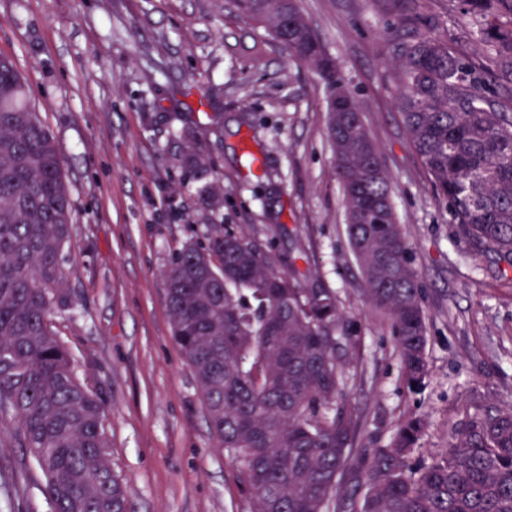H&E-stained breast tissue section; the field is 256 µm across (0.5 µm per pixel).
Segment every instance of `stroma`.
<instances>
[{
	"label": "stroma",
	"mask_w": 512,
	"mask_h": 512,
	"mask_svg": "<svg viewBox=\"0 0 512 512\" xmlns=\"http://www.w3.org/2000/svg\"><path fill=\"white\" fill-rule=\"evenodd\" d=\"M335 59L391 179L424 289L427 377L410 392L386 317L363 294L328 137L327 90L235 0H0V54L25 77L60 145L73 224L71 308L52 326L104 403L109 460L130 512H248L238 464L218 448L192 369L171 335L162 273L189 237L232 224L272 266L335 290L359 330L364 383L350 401L361 447L420 419L415 463L450 425L512 403V284L461 241L395 107L374 0H298ZM455 50H474L457 0H424ZM260 158L248 166L245 153ZM190 155L204 172L182 180ZM218 182L224 205L203 191ZM0 418V512H50L45 479Z\"/></svg>",
	"instance_id": "obj_1"
}]
</instances>
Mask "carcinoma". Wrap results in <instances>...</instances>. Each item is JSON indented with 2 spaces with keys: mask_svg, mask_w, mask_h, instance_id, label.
Returning a JSON list of instances; mask_svg holds the SVG:
<instances>
[{
  "mask_svg": "<svg viewBox=\"0 0 512 512\" xmlns=\"http://www.w3.org/2000/svg\"><path fill=\"white\" fill-rule=\"evenodd\" d=\"M396 57L397 108L410 143L461 240L512 270V0H459L485 68L436 33L420 0H374ZM291 60L331 95L346 93L298 4L238 0ZM329 137L343 188L348 244L369 304L384 313L411 391L425 384L423 288L390 182L360 108L332 112ZM72 224L59 145L31 104L15 61L0 54V414L45 478L50 512H129L108 462L104 407L76 376L52 329L71 306L62 288ZM172 335L192 368L218 447L236 457L249 512H349L343 485L367 486L360 512H512V406L448 430V447L415 467L420 422L399 425L365 470L349 466L361 417L347 386L362 379L358 329L336 291L276 271L235 228L212 224L164 272Z\"/></svg>",
  "mask_w": 512,
  "mask_h": 512,
  "instance_id": "1",
  "label": "carcinoma"
}]
</instances>
